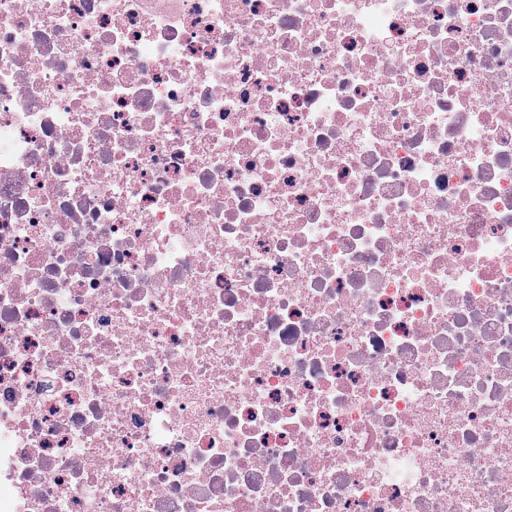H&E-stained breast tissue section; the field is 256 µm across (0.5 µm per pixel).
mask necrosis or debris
Masks as SVG:
<instances>
[{
	"mask_svg": "<svg viewBox=\"0 0 512 512\" xmlns=\"http://www.w3.org/2000/svg\"><path fill=\"white\" fill-rule=\"evenodd\" d=\"M0 512H512V0H0Z\"/></svg>",
	"mask_w": 512,
	"mask_h": 512,
	"instance_id": "4bbe7bcc",
	"label": "necrosis or debris"
}]
</instances>
